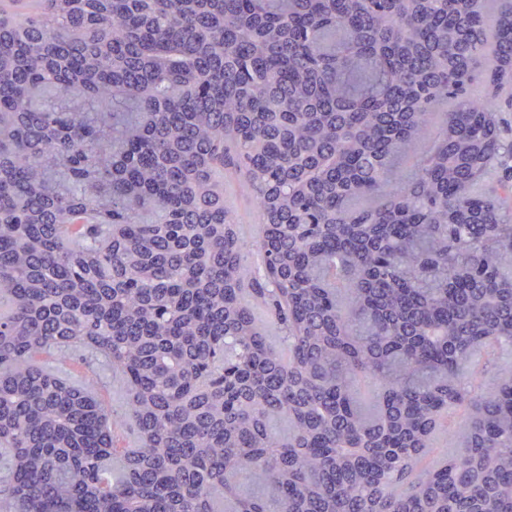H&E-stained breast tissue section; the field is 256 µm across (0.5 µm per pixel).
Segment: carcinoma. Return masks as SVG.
<instances>
[{"mask_svg":"<svg viewBox=\"0 0 512 512\" xmlns=\"http://www.w3.org/2000/svg\"><path fill=\"white\" fill-rule=\"evenodd\" d=\"M488 4L0 0L1 504L512 512V7ZM226 171L271 240L240 237ZM39 347L122 373L137 448ZM440 429L464 448L429 465Z\"/></svg>","mask_w":512,"mask_h":512,"instance_id":"1","label":"carcinoma"}]
</instances>
